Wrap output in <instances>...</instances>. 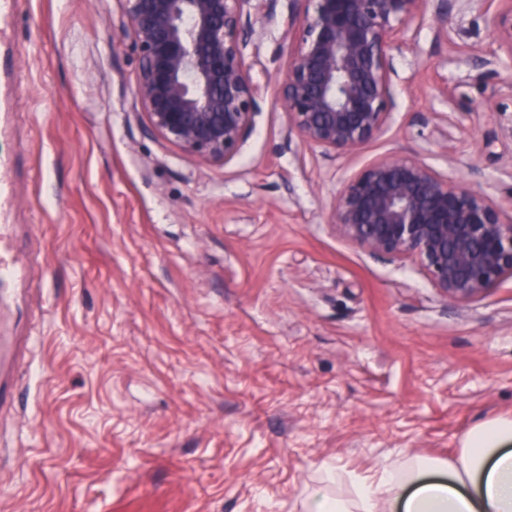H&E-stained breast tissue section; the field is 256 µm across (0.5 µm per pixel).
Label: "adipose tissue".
Wrapping results in <instances>:
<instances>
[{
	"instance_id": "1",
	"label": "adipose tissue",
	"mask_w": 512,
	"mask_h": 512,
	"mask_svg": "<svg viewBox=\"0 0 512 512\" xmlns=\"http://www.w3.org/2000/svg\"><path fill=\"white\" fill-rule=\"evenodd\" d=\"M354 497L317 496L311 512H512V422L478 427L448 463L381 466Z\"/></svg>"
}]
</instances>
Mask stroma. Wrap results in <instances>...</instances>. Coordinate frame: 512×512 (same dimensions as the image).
I'll return each instance as SVG.
<instances>
[{
	"label": "stroma",
	"instance_id": "1",
	"mask_svg": "<svg viewBox=\"0 0 512 512\" xmlns=\"http://www.w3.org/2000/svg\"><path fill=\"white\" fill-rule=\"evenodd\" d=\"M120 11L21 0L13 22L0 154L41 319L0 418V512H309L512 421V282L453 303L328 222L344 179L394 151L512 193V73L460 63L493 46L490 16L400 38L389 124L335 160L288 131L277 0L247 50L254 129L221 165L145 131Z\"/></svg>",
	"mask_w": 512,
	"mask_h": 512
}]
</instances>
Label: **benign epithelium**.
I'll list each match as a JSON object with an SVG mask.
<instances>
[{
	"mask_svg": "<svg viewBox=\"0 0 512 512\" xmlns=\"http://www.w3.org/2000/svg\"><path fill=\"white\" fill-rule=\"evenodd\" d=\"M117 28L137 61L146 130L212 163H229L259 106L245 49L263 0H120ZM288 68L278 96L289 133L328 157L360 152L387 124L392 49L429 17L453 44L455 10L491 14L498 49L468 60L512 70V0H291ZM340 235L374 257L416 262L448 300L512 281V193L466 186L414 155L387 153L342 184L330 209Z\"/></svg>",
	"mask_w": 512,
	"mask_h": 512,
	"instance_id": "1",
	"label": "benign epithelium"
}]
</instances>
